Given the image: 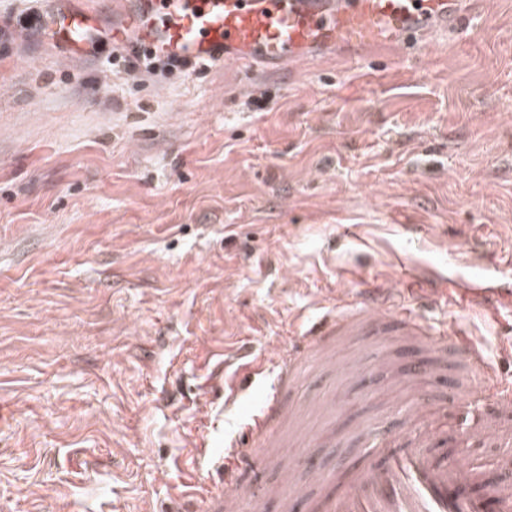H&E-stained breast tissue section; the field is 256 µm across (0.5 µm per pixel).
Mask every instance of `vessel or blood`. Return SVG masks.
<instances>
[{"instance_id":"b4317fda","label":"vessel or blood","mask_w":512,"mask_h":512,"mask_svg":"<svg viewBox=\"0 0 512 512\" xmlns=\"http://www.w3.org/2000/svg\"><path fill=\"white\" fill-rule=\"evenodd\" d=\"M468 0H127L134 40L159 55L192 63L231 61L245 73L260 64L289 66L319 48L348 47L379 54L409 42L426 43L453 27L468 10ZM100 32L95 9L82 5L61 9L50 25L52 41L68 57L88 51ZM456 288L474 309H488L512 299V279H461ZM358 305L316 322L306 335L289 337L273 360L256 356L240 363L224 380V400L233 402L243 385L265 384L269 367L277 383L267 387L258 409L244 420L238 434L224 442V464L218 479L199 493L204 512H240L251 497L253 512H266L277 501L280 512H295L306 488L291 484L253 489L241 475L258 473L265 464H281L292 472L301 456L287 457L279 448L278 427L295 407L282 401L303 371L330 362L336 345L356 341L372 348L367 367L384 369L388 337L427 352V359L406 358L401 375L416 384L406 406L408 416L447 413L437 403L430 383L435 366L457 352L466 364L472 394L492 393L494 402L466 429L467 440L501 449L502 478L491 481L462 460L439 462L431 452L442 430L431 427L412 435L378 430L364 448V461L335 477L336 492L320 499V512H512V387H501L481 346L470 337L432 328L411 309L395 307L382 288L358 289Z\"/></svg>"}]
</instances>
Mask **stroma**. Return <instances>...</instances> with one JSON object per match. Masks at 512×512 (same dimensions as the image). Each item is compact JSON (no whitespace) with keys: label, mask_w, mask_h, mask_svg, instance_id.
I'll return each instance as SVG.
<instances>
[{"label":"stroma","mask_w":512,"mask_h":512,"mask_svg":"<svg viewBox=\"0 0 512 512\" xmlns=\"http://www.w3.org/2000/svg\"><path fill=\"white\" fill-rule=\"evenodd\" d=\"M0 0V512H197L186 495L257 408L220 366L269 355L364 283L479 341L512 384V308L465 311L450 281L512 258V0H474L431 45L277 73L226 63L134 74L112 41L63 50ZM479 256L476 266L466 255ZM383 397L307 370L284 428L317 468L354 464L356 425L405 429Z\"/></svg>","instance_id":"obj_1"}]
</instances>
